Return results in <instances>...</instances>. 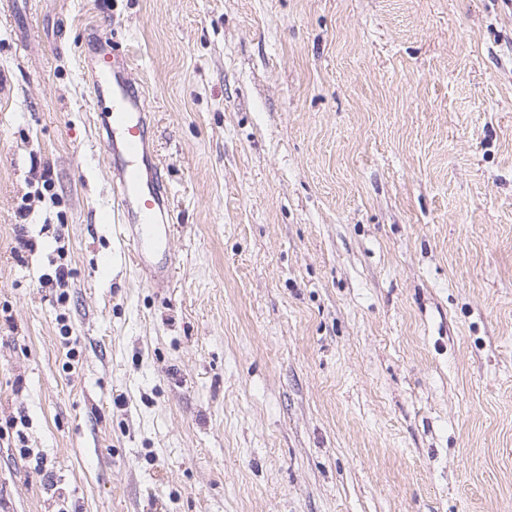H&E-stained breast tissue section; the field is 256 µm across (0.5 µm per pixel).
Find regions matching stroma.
Instances as JSON below:
<instances>
[{
  "label": "stroma",
  "instance_id": "35a3bbf8",
  "mask_svg": "<svg viewBox=\"0 0 512 512\" xmlns=\"http://www.w3.org/2000/svg\"><path fill=\"white\" fill-rule=\"evenodd\" d=\"M94 32L148 95L169 288ZM0 512H512V0L0 13ZM95 56L88 63L93 99L110 102L99 125L105 160L112 176L116 212L131 242L132 262L149 273L155 288H169L175 265L168 251L167 218L171 189L148 130L153 116L129 56L118 57L95 37Z\"/></svg>",
  "mask_w": 512,
  "mask_h": 512
}]
</instances>
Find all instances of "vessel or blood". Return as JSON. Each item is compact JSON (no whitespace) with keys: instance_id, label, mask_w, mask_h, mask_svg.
Instances as JSON below:
<instances>
[{"instance_id":"1","label":"vessel or blood","mask_w":512,"mask_h":512,"mask_svg":"<svg viewBox=\"0 0 512 512\" xmlns=\"http://www.w3.org/2000/svg\"><path fill=\"white\" fill-rule=\"evenodd\" d=\"M88 71L94 99L110 102L99 130L116 212L129 234L132 262L137 271L148 273L152 287H169L175 277L166 224L171 215V189L148 135L153 116L143 85L129 56L113 54L103 41Z\"/></svg>"}]
</instances>
